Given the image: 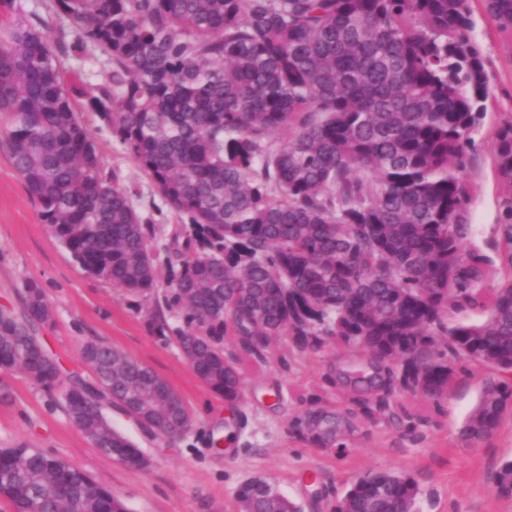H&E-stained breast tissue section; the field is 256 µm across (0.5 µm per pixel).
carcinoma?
<instances>
[{"instance_id": "carcinoma-1", "label": "carcinoma", "mask_w": 512, "mask_h": 512, "mask_svg": "<svg viewBox=\"0 0 512 512\" xmlns=\"http://www.w3.org/2000/svg\"><path fill=\"white\" fill-rule=\"evenodd\" d=\"M512 37V0H480ZM68 22L57 38L20 0L0 37V127L42 223L91 275L135 302L154 301L153 329L174 330L196 377L229 405L242 368L263 365L272 342L305 354L332 342L363 348L372 373L333 380L343 408L317 393L288 423L313 448L345 454L388 414L439 413L459 363L496 368L459 432L491 438L512 410V119L496 134L494 164L509 188L495 227L496 258L473 234L465 150L490 96L473 42L470 0H53ZM97 52L101 79L65 77L60 57ZM96 112L181 224L161 234L136 192L103 164L76 100ZM500 282L490 285L491 276ZM164 284L163 300L156 288ZM479 325H448L464 310ZM51 312L40 288L24 311H0V368L51 388L60 369L38 326ZM234 349L225 351V343ZM91 383L62 393L73 425L122 464L143 451L112 428L111 402L144 428L174 435L191 423L181 394L117 349L88 343ZM241 482L253 512H303ZM495 492L512 497V460ZM410 476L361 474L335 512H420ZM0 498L13 512H129L112 489L44 451L0 448Z\"/></svg>"}]
</instances>
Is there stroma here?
<instances>
[{"instance_id": "35a3bbf8", "label": "stroma", "mask_w": 512, "mask_h": 512, "mask_svg": "<svg viewBox=\"0 0 512 512\" xmlns=\"http://www.w3.org/2000/svg\"><path fill=\"white\" fill-rule=\"evenodd\" d=\"M471 37L481 50L489 78L487 111L472 132L466 150L465 176L471 186L469 205L474 242L494 255V227L507 195L494 167L496 130L512 118V41L505 39L479 2L472 0ZM81 119L98 144L107 168L118 169L138 192L136 203L154 223L172 231L177 217L160 205L154 188L136 161L113 139L98 116L83 109ZM45 292L52 319L41 326L45 350L62 375L77 373L94 380L84 361L83 344L99 342L152 367L183 396L194 425L181 437L149 435L129 415L108 409L112 426L135 442L149 458L137 469L101 454L72 424L59 403V390H47L18 370L0 369V448L29 444L63 457L112 489L130 512H237L235 490L254 477L275 481L281 491L304 506V512H333L356 475L391 470L409 475L421 491V512H512V498L495 493V476L512 460V418L498 432L469 449L458 439L459 428L476 404L488 369L459 377L444 410L413 432L388 418L371 424L345 457L316 449L288 433V418L300 398L320 390L326 401L342 399L327 383L328 367L356 362L327 344L280 363L285 344L272 346L268 363L244 376L236 455H214L208 446L224 421L225 402L201 383L182 356L174 337L158 336L146 306L123 290L90 276L58 242L29 198L0 136V309L23 311L28 282Z\"/></svg>"}]
</instances>
